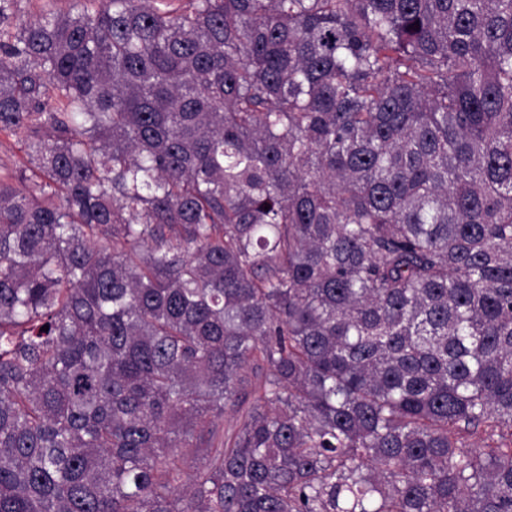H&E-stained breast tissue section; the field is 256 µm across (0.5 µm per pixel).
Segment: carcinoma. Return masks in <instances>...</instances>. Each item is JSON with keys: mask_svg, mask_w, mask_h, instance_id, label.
Returning a JSON list of instances; mask_svg holds the SVG:
<instances>
[{"mask_svg": "<svg viewBox=\"0 0 512 512\" xmlns=\"http://www.w3.org/2000/svg\"><path fill=\"white\" fill-rule=\"evenodd\" d=\"M71 2L0 0V512H512V0Z\"/></svg>", "mask_w": 512, "mask_h": 512, "instance_id": "obj_1", "label": "carcinoma"}]
</instances>
